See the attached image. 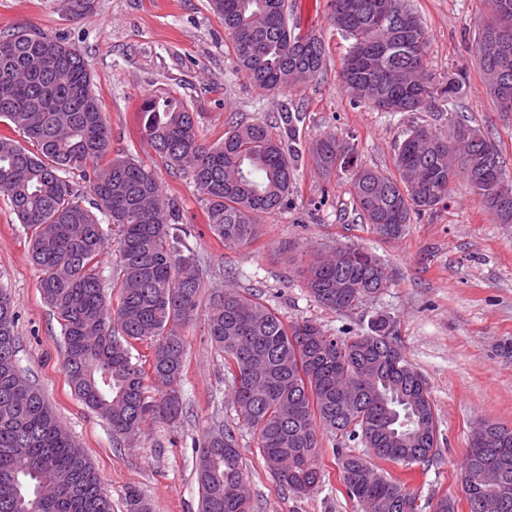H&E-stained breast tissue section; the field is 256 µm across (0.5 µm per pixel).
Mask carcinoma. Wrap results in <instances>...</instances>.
<instances>
[{
    "instance_id": "carcinoma-1",
    "label": "carcinoma",
    "mask_w": 512,
    "mask_h": 512,
    "mask_svg": "<svg viewBox=\"0 0 512 512\" xmlns=\"http://www.w3.org/2000/svg\"><path fill=\"white\" fill-rule=\"evenodd\" d=\"M328 0L330 21L354 39L341 67L350 102L381 112H420L459 97L458 73L436 83L426 76L428 37L393 26L374 27L372 14H412L405 0ZM491 13L475 35L490 94L512 112V55L494 45L512 31V0H490ZM224 21L238 69L259 90L288 91L321 72L325 43L288 27L286 0H209ZM144 138L162 163L189 172L207 203L211 233L232 248L258 236V218L293 205L294 171L302 158L292 116L281 114L288 137L266 123L235 122L224 138L197 137L198 113L161 93L142 99ZM0 122L33 142L29 151L0 134V192L31 231L30 256L42 271L40 293L56 313L64 367L75 395L102 415L112 432L134 436L147 421L171 422L183 411L179 383L185 341L181 328L197 313L204 267L179 227L155 171L112 149V134L84 57L58 37L15 30L0 35ZM452 134L415 127L396 148L395 172L359 168L353 208L372 232L398 240L413 216L448 200L453 176L463 175L501 224H512V178L500 154L488 159L481 130L448 116ZM316 168L329 178L353 162V147L334 134L311 143ZM73 170L89 184L86 200L67 179ZM117 228L119 276L111 307L101 272L106 233ZM306 288L322 306L348 309L379 293L392 275L360 246L313 255L301 267ZM15 303L0 288V512H112L85 451L61 425L39 389L16 363ZM207 336L224 357L239 418L257 435L272 476L306 495L322 484L321 437L359 442L373 455L336 448L347 495L362 512H419L405 484L370 459L423 465L436 452L435 409L427 383L409 363L390 320L339 338L304 320L286 324L250 290L210 294ZM147 353L134 354L138 346ZM151 372L164 391L147 395ZM492 469V484L464 489L469 512L483 500L512 512V429L492 425L473 433L462 466L470 476ZM200 512H252L237 437L216 418L198 445ZM127 512H151L142 491L129 487Z\"/></svg>"
}]
</instances>
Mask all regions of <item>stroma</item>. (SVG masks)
Listing matches in <instances>:
<instances>
[{
    "instance_id": "obj_1",
    "label": "stroma",
    "mask_w": 512,
    "mask_h": 512,
    "mask_svg": "<svg viewBox=\"0 0 512 512\" xmlns=\"http://www.w3.org/2000/svg\"><path fill=\"white\" fill-rule=\"evenodd\" d=\"M428 36V71L435 81L463 72L460 98L432 112H380L352 104L340 87L341 61L352 41L329 19L327 0H288L289 25L326 45L321 75L286 92L253 87L236 70L223 20L208 0H97L92 14L72 18L62 0H0V35L27 29L65 39L86 60L114 149L154 169L164 195L180 210L187 241L206 270L205 286L260 291L287 322L312 320L340 337L367 331L377 316L391 320L409 362L425 377L438 421V447L426 465L387 471L416 495L421 512L444 495L468 512L461 488L463 457L475 427H512V224L498 223L464 177L450 185L446 206L386 241L356 220L350 170L324 178L311 157L297 165L294 211L263 216L259 237L227 248L210 232L205 203L189 178L173 173L142 137L138 108L167 92L198 112L199 139H221L231 119L276 122L282 110L299 116L298 138L309 147L334 134L354 148L361 167L392 170L395 148L413 126L449 134L460 113L499 150L512 176V113L497 108L474 51L486 0H407ZM29 236L0 194V286L17 312V362L57 417L84 448L101 478L112 512H126L129 486H138L152 512H200L196 450L215 418L234 430L254 512H361L347 495L333 448L324 436L319 461L324 483L292 493L268 471L252 430L238 419L224 360L206 333L209 297L182 334L186 340L182 417L147 422L132 440L116 438L107 420L72 392L63 367L60 326L39 290L42 273L29 257ZM369 248L393 273L388 288L342 311L310 296L299 270L314 252L350 245Z\"/></svg>"
}]
</instances>
